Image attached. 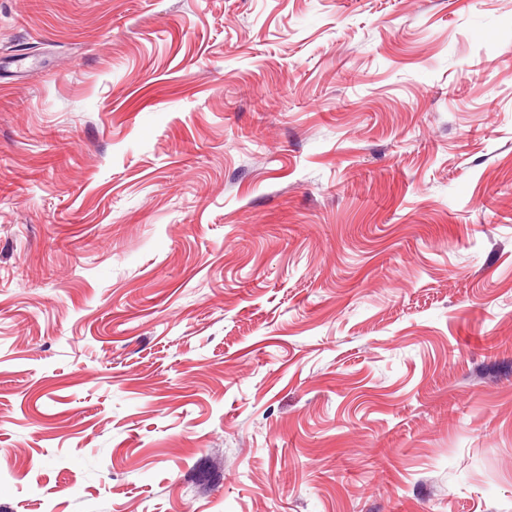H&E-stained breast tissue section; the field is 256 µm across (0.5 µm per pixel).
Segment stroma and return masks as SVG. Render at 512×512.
I'll return each mask as SVG.
<instances>
[{"mask_svg": "<svg viewBox=\"0 0 512 512\" xmlns=\"http://www.w3.org/2000/svg\"><path fill=\"white\" fill-rule=\"evenodd\" d=\"M0 512H512V0H0Z\"/></svg>", "mask_w": 512, "mask_h": 512, "instance_id": "35a3bbf8", "label": "stroma"}]
</instances>
